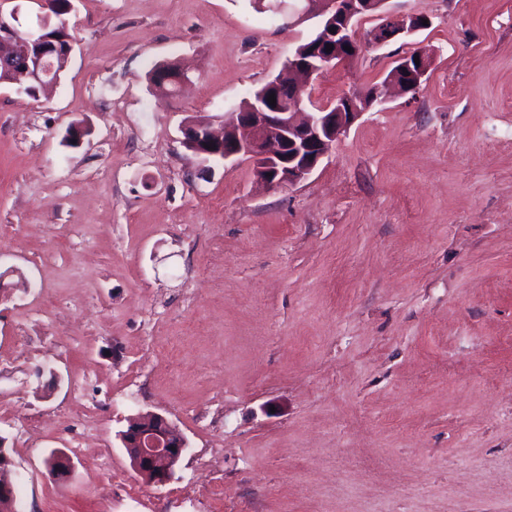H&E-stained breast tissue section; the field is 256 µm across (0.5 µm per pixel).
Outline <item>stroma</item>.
<instances>
[{
  "label": "stroma",
  "mask_w": 512,
  "mask_h": 512,
  "mask_svg": "<svg viewBox=\"0 0 512 512\" xmlns=\"http://www.w3.org/2000/svg\"><path fill=\"white\" fill-rule=\"evenodd\" d=\"M72 4L56 87L0 88L20 512H512V0H386L431 26L308 83L315 108L379 102L275 190L182 129L239 111L314 22L252 0ZM415 50L417 94L385 88ZM170 59L194 75L173 102L149 82ZM147 411L188 441L161 486L119 437Z\"/></svg>",
  "instance_id": "35a3bbf8"
}]
</instances>
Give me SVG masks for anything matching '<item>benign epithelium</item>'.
Instances as JSON below:
<instances>
[{
  "instance_id": "benign-epithelium-1",
  "label": "benign epithelium",
  "mask_w": 512,
  "mask_h": 512,
  "mask_svg": "<svg viewBox=\"0 0 512 512\" xmlns=\"http://www.w3.org/2000/svg\"><path fill=\"white\" fill-rule=\"evenodd\" d=\"M386 0H303L295 8L297 20L318 19L314 35L305 45L295 49L288 58V83L275 79L263 91L234 113L231 121L215 129L209 122L188 125L184 131L185 147L204 161H233L241 155L255 162L256 177L272 188H282L307 179L328 153L336 139L346 132L364 111L378 100L374 89L343 94L329 106L314 112L304 111L305 84L295 80L308 77L333 63L348 62L359 55L361 44L354 38L357 23L366 16L380 19L370 32L369 40L376 46L409 37L426 29L422 24L430 17L424 13L394 19L383 13ZM38 17L43 23L27 32L19 30L9 18L0 14V71L9 85L46 87L60 80L54 74L56 63L69 61L73 40L61 43L49 33L51 19L62 18L55 8L56 0H37ZM335 32H329V29ZM333 45L326 51V45ZM350 50H345V47ZM430 55H419V64L412 65V54L399 56L386 82L402 94L414 95L420 89L430 68ZM170 78L165 71L153 73V85L170 97L189 82L182 69ZM276 97L270 105L269 96ZM120 438L134 471L153 484L169 481L178 462L188 448L185 436L166 417L154 412L139 413L128 419ZM8 454L0 456V498L15 505Z\"/></svg>"
}]
</instances>
